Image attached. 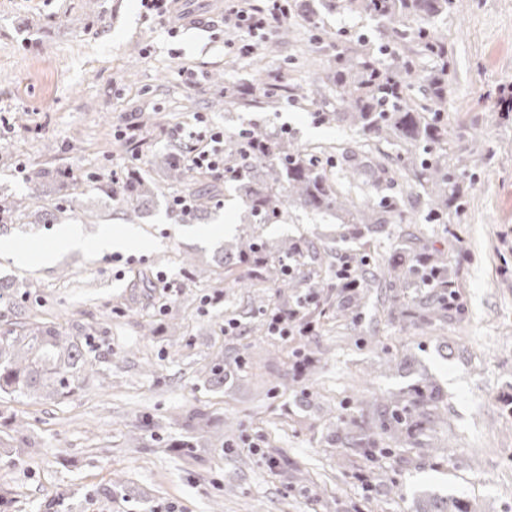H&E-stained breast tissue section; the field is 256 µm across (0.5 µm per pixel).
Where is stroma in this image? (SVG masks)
I'll return each mask as SVG.
<instances>
[{
  "mask_svg": "<svg viewBox=\"0 0 512 512\" xmlns=\"http://www.w3.org/2000/svg\"><path fill=\"white\" fill-rule=\"evenodd\" d=\"M305 3L320 9L318 26L304 21ZM320 5L291 0L286 20L254 33L225 19L224 0H181L164 22L141 0H0V201L30 196L58 215L52 224L29 213L0 224V244L29 257L0 254V281L16 288L0 318L93 326L99 357L66 400L0 397L9 512L44 503L55 512H429L431 498L447 496L473 512H512V112L496 104L499 87L512 86V0H455L443 24L448 167L466 189L446 225L430 219L414 183L380 180L378 165L390 163L395 145L322 120L312 104L318 92L336 100L322 83L333 62L326 32L353 41L376 31L367 14ZM242 39L259 51L281 44L263 61V82L251 67L225 66ZM246 84L251 95L225 106V91ZM200 117L227 134L287 129L321 154L338 190L403 198L408 221L376 235L367 272L378 273L407 234L438 255L457 232L464 317L406 329L388 317L384 290L372 288L357 314L326 313L308 336L272 334L270 310L297 309L305 291L235 287L241 269L214 267V255L258 236L273 252L298 242L334 247L337 264L357 261L359 245L339 240L336 216L293 207L283 224L244 223L228 179L200 237L197 221L175 217L161 198L128 220L90 179L124 174L134 158L165 188L164 161L193 147L188 134ZM129 124L137 138H118ZM42 167L75 171L67 193L30 183ZM70 226L90 239L133 228L154 246L70 252L43 265L41 253ZM186 255L209 266L206 278L184 269ZM173 320L182 324L175 333ZM228 322L237 325L229 335ZM218 355L227 378L212 392L199 371ZM415 384L441 393V418L420 447L385 444L369 458L349 447L347 435L373 426L376 409ZM193 407L207 409L211 423L189 456L180 417ZM14 417L26 422V441L12 436ZM118 479L125 490L103 496Z\"/></svg>",
  "mask_w": 512,
  "mask_h": 512,
  "instance_id": "35a3bbf8",
  "label": "stroma"
}]
</instances>
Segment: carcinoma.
<instances>
[{"mask_svg": "<svg viewBox=\"0 0 512 512\" xmlns=\"http://www.w3.org/2000/svg\"><path fill=\"white\" fill-rule=\"evenodd\" d=\"M452 5L453 0H348L350 8L365 12L376 21L382 37L395 42L411 35L436 64L419 71L410 61L389 51V45L362 39L355 48L336 45L335 66L326 74L339 100L336 121L357 127L368 139L393 140L400 149L396 161L401 172L428 196L430 216L439 222L448 220L452 210L462 205L460 183L448 170V119L443 116L448 105V35L432 25L433 19L448 15ZM415 83L423 88L431 106H421L411 99L409 91ZM224 172L238 183L251 224L277 223L291 206L312 212L332 211L338 214L341 224L339 239L356 241L367 250L379 226L390 219H404L398 202L392 198L382 197L359 206L340 194L322 160L294 144L283 130L273 133L256 127L226 136ZM40 178L55 183L60 191L66 188L67 177L55 170L39 169L30 176L32 181ZM166 178L171 187L183 188L182 194L191 198L189 212L177 213L182 219L208 212L219 194L215 177L212 183L196 188L198 179L190 175L178 154L167 158ZM106 193L137 216L153 203L156 186L132 169L121 182L107 186ZM428 250L423 239L409 236L405 251L383 264L377 280V287L390 292L389 313L402 316L398 289L420 282L427 275L433 279V299L418 303L417 310L409 314L411 321L419 325L432 323L447 309L448 296L457 288L452 273L456 255L450 251L440 262L432 263ZM282 254L272 271V280L278 287L304 288L314 296L334 288L338 317L358 307L360 289L370 287L361 275L358 284L345 290L336 281L332 262L316 253L312 261L326 266V270L294 273L285 259L304 256L298 243L288 245ZM218 263L247 267L254 272L269 263L267 244L253 238L231 245L224 248ZM90 345L89 333L80 329L67 332L51 322L15 321L0 328V395L68 398L94 366ZM202 374L210 389L224 388V360H212ZM439 403L438 392L416 384L406 403L388 406V418L381 423L380 431L368 428L353 436L354 443L367 456L371 449L394 436L404 438L405 445L412 448ZM209 423L210 417L200 409L185 418L190 433L204 430ZM430 512L471 510L459 500L439 498L433 501Z\"/></svg>", "mask_w": 512, "mask_h": 512, "instance_id": "cac0c4a2", "label": "carcinoma"}]
</instances>
